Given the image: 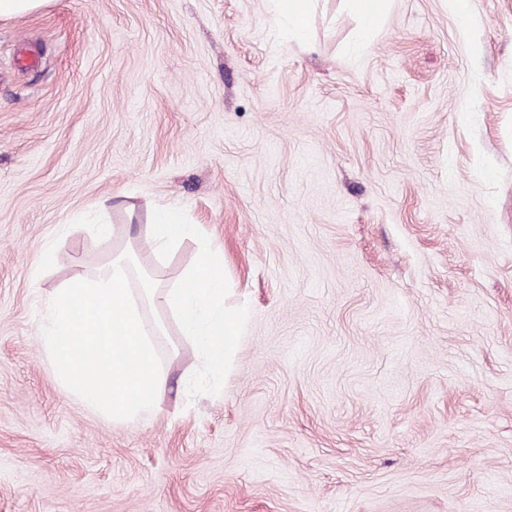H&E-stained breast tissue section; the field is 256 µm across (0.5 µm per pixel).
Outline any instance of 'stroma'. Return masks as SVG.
<instances>
[{
  "mask_svg": "<svg viewBox=\"0 0 512 512\" xmlns=\"http://www.w3.org/2000/svg\"><path fill=\"white\" fill-rule=\"evenodd\" d=\"M467 14L388 0L362 43L314 0L306 45L269 0L0 20V512H512V0ZM167 205L250 314L193 398L167 320L161 407L116 422L43 358L44 299ZM198 248L138 260L170 285Z\"/></svg>",
  "mask_w": 512,
  "mask_h": 512,
  "instance_id": "stroma-1",
  "label": "stroma"
}]
</instances>
